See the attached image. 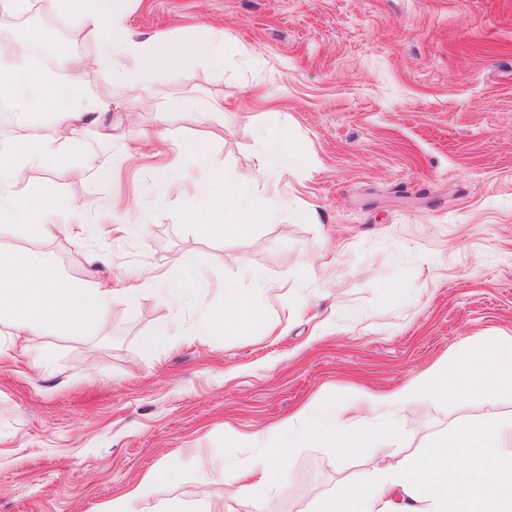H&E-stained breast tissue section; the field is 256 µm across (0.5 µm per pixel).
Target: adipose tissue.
<instances>
[{"mask_svg":"<svg viewBox=\"0 0 512 512\" xmlns=\"http://www.w3.org/2000/svg\"><path fill=\"white\" fill-rule=\"evenodd\" d=\"M47 9L78 19L89 33H99L102 21H110L112 34L103 41L93 64L126 79L120 59L139 66L142 83L156 76L179 72L186 58L199 56L215 67L224 65V36L217 31L193 33L180 40L155 36L136 41L123 23L115 0H45ZM37 37L22 28L7 59H0V101L14 103L20 113L49 112L55 117L52 136H19L0 146V229L25 225L42 237L70 235L72 225L48 222L46 216L57 201L52 187L26 196L14 189L18 168L28 164L68 165L76 148L77 133L84 124H96L103 137H111L102 113L92 111L82 75V58L61 51L67 65L76 67L70 78L60 80L33 68L28 50ZM265 164L241 183L225 182L219 170L206 171L201 193L203 211L188 210L192 224L214 239H232L247 232L257 221H273L276 213L266 206L260 181L269 179ZM108 290L79 285L66 277L43 252L29 249L0 250V319H8L19 331L33 334L46 330L82 333L93 328L108 307ZM211 333L246 329L265 324V306L258 292L224 284V301L203 303ZM512 391V335L487 336L474 346L438 361L400 387L384 393H364L362 407L374 415V429L360 424L351 404L328 398L300 410L287 425L250 436L259 452L238 469L221 472L216 500L204 512H222L225 498H246L256 486L271 487L286 475V463L297 444L328 448L342 455L367 447L373 435L394 440L399 429L393 409L425 398L435 404L454 396L494 398ZM316 512H512V456L505 453V434L499 424L463 423L452 436L435 439L418 457L395 469L379 464L352 476L345 488L321 499Z\"/></svg>","mask_w":512,"mask_h":512,"instance_id":"adipose-tissue-1","label":"adipose tissue"}]
</instances>
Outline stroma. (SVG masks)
<instances>
[{"instance_id": "obj_1", "label": "stroma", "mask_w": 512, "mask_h": 512, "mask_svg": "<svg viewBox=\"0 0 512 512\" xmlns=\"http://www.w3.org/2000/svg\"><path fill=\"white\" fill-rule=\"evenodd\" d=\"M137 39L223 31V71L188 60L165 80L169 106L128 80L105 83L111 140L81 129L66 168L20 167L17 191L53 186L51 215L75 232L54 239L0 230V247L44 252L73 282L114 293L79 335L14 332L0 357V512H109L150 470L182 472L138 505L204 504L215 487L197 459L241 465L245 436L324 396L385 391L483 336L512 335V0H124ZM22 27L70 38L97 56L75 20L33 7ZM219 97L220 112L175 104ZM55 118L0 102V142L52 134ZM281 132L296 163L263 157ZM207 145L205 162L235 183L291 166L268 185L274 222L241 237H206L182 218L183 193L203 164L177 150ZM176 174L159 183L156 168ZM108 167L112 178L100 180ZM311 207L308 216L295 200ZM148 217L135 223L136 214ZM193 251L213 302L224 284L257 288L272 333L212 335L193 297L161 293L166 272ZM261 272L253 280L243 266ZM138 287L134 301L125 288ZM169 326L164 344L149 345ZM401 436L375 452L334 457L300 446L284 480L257 494L263 512H313L372 462L394 467L462 421L512 426V392L495 400H424L394 413ZM241 437L230 447L229 436Z\"/></svg>"}]
</instances>
